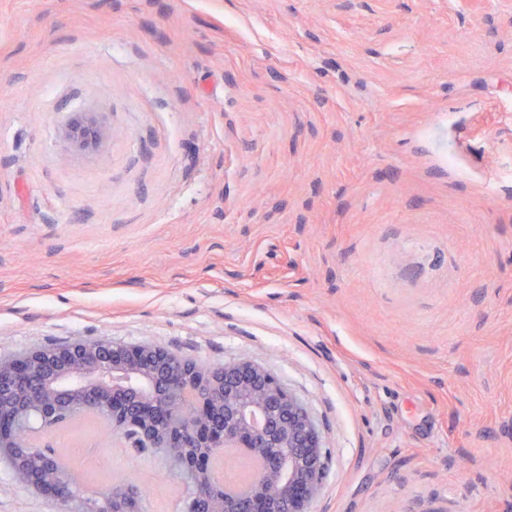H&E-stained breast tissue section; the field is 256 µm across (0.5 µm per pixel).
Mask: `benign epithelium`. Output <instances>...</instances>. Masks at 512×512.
I'll return each mask as SVG.
<instances>
[{
  "mask_svg": "<svg viewBox=\"0 0 512 512\" xmlns=\"http://www.w3.org/2000/svg\"><path fill=\"white\" fill-rule=\"evenodd\" d=\"M103 135L83 113L69 128L82 147ZM78 403L86 413L105 410L114 437L134 429L160 435L171 465L198 474L196 512H308L323 480V443L311 414L261 366L249 360L190 365L154 345L78 339L0 357V459L21 481L63 502L80 487L71 459L38 446L33 423L69 422ZM189 442L235 446L259 470L244 489L214 500L202 489L218 479L215 457L185 458ZM93 496L128 512L133 491L106 484Z\"/></svg>",
  "mask_w": 512,
  "mask_h": 512,
  "instance_id": "1",
  "label": "benign epithelium"
}]
</instances>
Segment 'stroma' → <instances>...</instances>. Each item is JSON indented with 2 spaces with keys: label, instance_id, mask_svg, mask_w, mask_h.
<instances>
[{
  "label": "stroma",
  "instance_id": "35a3bbf8",
  "mask_svg": "<svg viewBox=\"0 0 512 512\" xmlns=\"http://www.w3.org/2000/svg\"><path fill=\"white\" fill-rule=\"evenodd\" d=\"M510 170L512 0H0V357L247 359L322 433L309 512H512ZM105 430L39 439L183 512ZM0 512L68 509L0 460ZM68 134L75 143L84 147L98 142L104 132L94 118L79 113L72 121Z\"/></svg>",
  "mask_w": 512,
  "mask_h": 512
}]
</instances>
